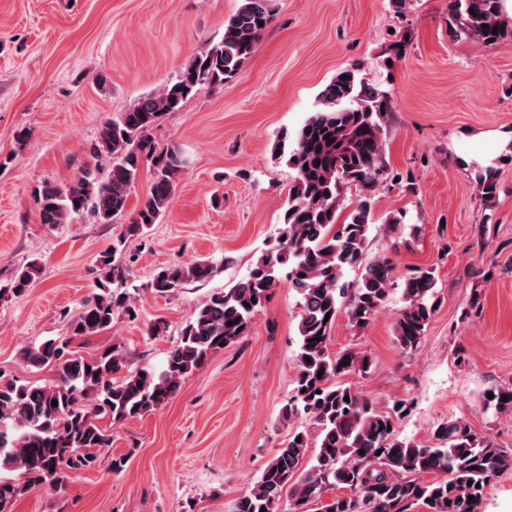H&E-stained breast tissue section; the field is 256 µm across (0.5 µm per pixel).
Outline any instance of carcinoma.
<instances>
[{"label":"carcinoma","mask_w":512,"mask_h":512,"mask_svg":"<svg viewBox=\"0 0 512 512\" xmlns=\"http://www.w3.org/2000/svg\"><path fill=\"white\" fill-rule=\"evenodd\" d=\"M448 9L459 34L495 44L509 35L499 0H448ZM271 20L269 0H242L224 22L219 43L194 56L175 80L104 123L90 155L112 160L106 175L87 166L73 181L48 187L39 196L44 224H68L85 211L102 224H112L126 216L141 170L149 169L152 179L134 216L99 255L101 278L69 318L70 336L47 339L22 352L26 365L49 367L57 380L34 386L0 373V512H11L29 488L61 491L75 471L91 467L97 451L110 443L96 422L99 416L120 423L159 407L211 354L248 333L280 284L284 266L301 311L298 370L281 415L288 423L305 421L312 428L294 430L259 480L237 500L234 512H277L284 493L293 512H410L419 503L428 512H483L486 488L512 469V449L478 435L461 420L439 425L433 446L398 439L396 427L406 401H394L388 411L375 409L366 395L342 380L368 373V357L353 349L329 351L337 314L344 313L352 326L362 328L383 309L394 286L389 258L364 264L373 224L371 198H359L339 220L347 188L371 189L389 177L384 140L391 102L386 92L358 78L354 68L339 72L325 86L322 108L297 131L291 147L281 139L279 149L295 171L281 240L262 253L243 280L212 295L194 312L161 372L127 370L114 347L90 357L71 347L77 338L108 330L118 311L133 310L122 290L128 269L122 253L128 240L143 236L173 203L184 159L176 147L156 144L149 131L163 115L178 111L200 85L234 78L254 55ZM474 187L482 198L495 199V173L478 172ZM360 266V278L345 281V272ZM217 271L204 260L175 263L158 271L149 288L156 294L172 293ZM40 273V264L31 262L0 287V297L24 294ZM436 282L434 267L419 268L405 280V307L395 321V339L404 350L422 343L435 310ZM491 394V399L483 395L484 410L512 412V387ZM312 446L317 451L305 468ZM428 474L434 478L426 479Z\"/></svg>","instance_id":"1"}]
</instances>
